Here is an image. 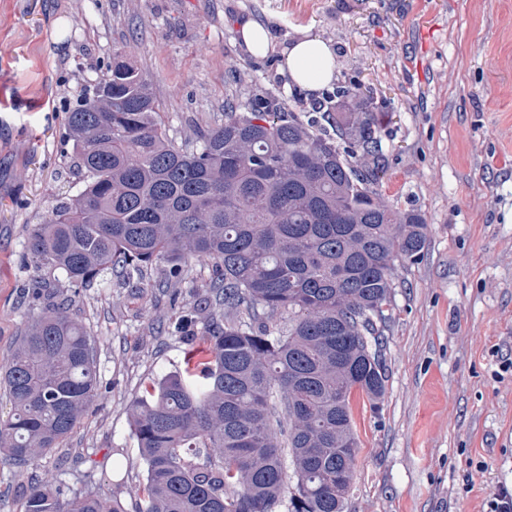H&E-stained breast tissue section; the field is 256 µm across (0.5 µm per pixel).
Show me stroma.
<instances>
[{
  "mask_svg": "<svg viewBox=\"0 0 512 512\" xmlns=\"http://www.w3.org/2000/svg\"><path fill=\"white\" fill-rule=\"evenodd\" d=\"M243 16L268 28L266 56L244 46ZM305 35L336 60L314 92L281 68ZM126 45L177 137L222 121L231 96L302 119L336 114L340 85L369 101L376 188L427 230L417 257L394 262L385 395L374 408L351 396L347 512H488L512 488V0H0V357L38 314L23 292L28 230L82 187L66 112ZM166 304L113 277L80 290L70 313L99 340L101 396L36 466H0V512L47 474L134 512L146 473L129 405L212 356L202 324L190 342L158 330Z\"/></svg>",
  "mask_w": 512,
  "mask_h": 512,
  "instance_id": "1",
  "label": "stroma"
}]
</instances>
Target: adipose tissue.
Segmentation results:
<instances>
[{
  "mask_svg": "<svg viewBox=\"0 0 512 512\" xmlns=\"http://www.w3.org/2000/svg\"><path fill=\"white\" fill-rule=\"evenodd\" d=\"M283 69L294 84L315 91L332 80L335 56L326 41L306 35L287 49Z\"/></svg>",
  "mask_w": 512,
  "mask_h": 512,
  "instance_id": "adipose-tissue-1",
  "label": "adipose tissue"
}]
</instances>
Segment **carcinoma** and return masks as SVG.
<instances>
[{"instance_id": "carcinoma-1", "label": "carcinoma", "mask_w": 512, "mask_h": 512, "mask_svg": "<svg viewBox=\"0 0 512 512\" xmlns=\"http://www.w3.org/2000/svg\"><path fill=\"white\" fill-rule=\"evenodd\" d=\"M126 55L66 112L82 189L28 231L27 296L40 312L0 364L11 404L0 464L23 471L60 447L99 395L96 340L45 276L76 294L154 268L134 288L168 296L187 342L203 316L212 359L130 404L146 466L137 512H345L358 448L350 397L374 405L385 392L392 262L419 255L427 228L374 190L378 118L349 104L335 143L314 119L228 102L224 122L178 142ZM199 261L210 280L180 315ZM20 512L122 509L44 478L23 487Z\"/></svg>"}]
</instances>
